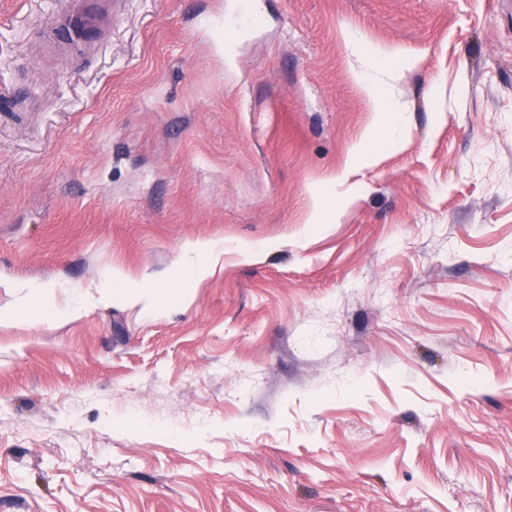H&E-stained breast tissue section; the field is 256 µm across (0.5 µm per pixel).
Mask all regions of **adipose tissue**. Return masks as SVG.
<instances>
[{"label":"adipose tissue","mask_w":512,"mask_h":512,"mask_svg":"<svg viewBox=\"0 0 512 512\" xmlns=\"http://www.w3.org/2000/svg\"><path fill=\"white\" fill-rule=\"evenodd\" d=\"M191 299L192 295L186 288H172L169 289L166 297H158L154 292L144 288L139 281L133 280L123 273L115 272L108 277L101 288L80 296L77 303L71 307L70 312L74 315H81L117 300L139 303L146 311L154 312L159 310L163 303L169 302L182 306L190 302Z\"/></svg>","instance_id":"1"}]
</instances>
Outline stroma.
<instances>
[{
    "label": "stroma",
    "mask_w": 512,
    "mask_h": 512,
    "mask_svg": "<svg viewBox=\"0 0 512 512\" xmlns=\"http://www.w3.org/2000/svg\"><path fill=\"white\" fill-rule=\"evenodd\" d=\"M67 2L0 0V308L224 254L0 323V512H512V0ZM111 1L70 0L71 9L65 23L87 28L103 26L110 16ZM349 47L352 50L353 55L362 57L366 63V71L363 73L361 78L362 82L370 87L375 86L376 83L373 78V73L384 67L381 63L382 60L357 40L350 39ZM375 112H379L377 124L383 126L382 131L385 132L392 144H398L403 140V132L395 119H390V115L398 112V109L390 101L378 100L375 105ZM220 251L221 243L216 241H199L187 246L182 255L192 257V261L182 265L183 279L194 280L208 274L217 263ZM95 289V292L88 291L85 295L81 292L77 303L70 308L69 312L72 315H81L116 300L142 303L147 312H155L162 307L157 294L119 271L115 273L113 271L102 287ZM12 288H15L18 293L23 295V299L26 300L31 296H37L40 300L41 310L40 317L41 320L45 323H49L56 315L57 307L54 302L53 291L47 290V288H55V287H45V286H32L29 284L24 285H16Z\"/></svg>",
    "instance_id": "stroma-1"
}]
</instances>
